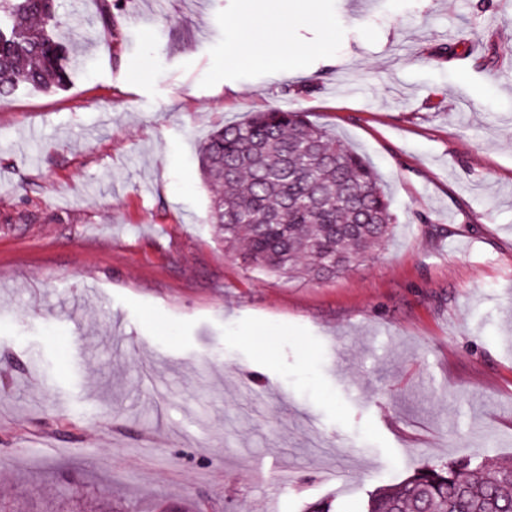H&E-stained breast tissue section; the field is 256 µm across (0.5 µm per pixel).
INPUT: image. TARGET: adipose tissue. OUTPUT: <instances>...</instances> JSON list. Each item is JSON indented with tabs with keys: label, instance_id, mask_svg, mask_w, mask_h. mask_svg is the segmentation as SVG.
<instances>
[{
	"label": "adipose tissue",
	"instance_id": "obj_1",
	"mask_svg": "<svg viewBox=\"0 0 512 512\" xmlns=\"http://www.w3.org/2000/svg\"><path fill=\"white\" fill-rule=\"evenodd\" d=\"M316 0H292L291 7L268 13L262 22L251 17H238L233 30L249 61L256 66L295 68L300 56L297 51L287 50L283 33L295 16L313 12Z\"/></svg>",
	"mask_w": 512,
	"mask_h": 512
}]
</instances>
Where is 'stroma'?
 I'll return each mask as SVG.
<instances>
[{"label": "stroma", "mask_w": 512, "mask_h": 512, "mask_svg": "<svg viewBox=\"0 0 512 512\" xmlns=\"http://www.w3.org/2000/svg\"><path fill=\"white\" fill-rule=\"evenodd\" d=\"M112 2L58 0L68 87L0 101V512H362L512 464V0H319L294 73L230 26L274 0ZM273 107L397 216L336 278L246 270L208 220L201 144Z\"/></svg>", "instance_id": "35a3bbf8"}]
</instances>
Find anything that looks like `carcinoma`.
Here are the masks:
<instances>
[{"mask_svg": "<svg viewBox=\"0 0 512 512\" xmlns=\"http://www.w3.org/2000/svg\"><path fill=\"white\" fill-rule=\"evenodd\" d=\"M56 0H0V99L19 85H66ZM210 216L224 250L249 268L334 278L376 250L394 214L362 156L301 111L255 112L218 127L200 149ZM364 512H512V466L490 459L425 465L371 494Z\"/></svg>", "mask_w": 512, "mask_h": 512, "instance_id": "cac0c4a2", "label": "carcinoma"}]
</instances>
